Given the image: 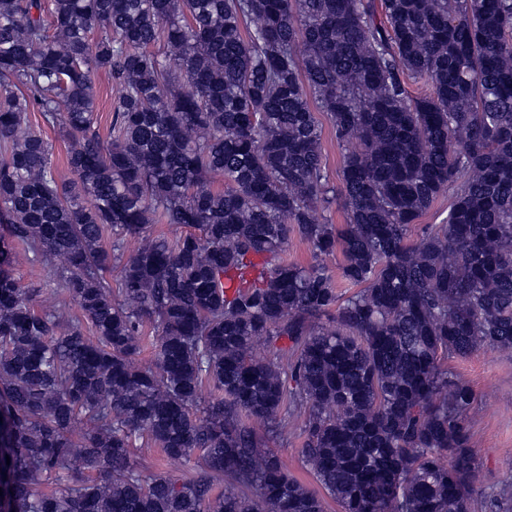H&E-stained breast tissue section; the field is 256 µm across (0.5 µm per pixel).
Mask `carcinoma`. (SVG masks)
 Masks as SVG:
<instances>
[{
	"label": "carcinoma",
	"instance_id": "1",
	"mask_svg": "<svg viewBox=\"0 0 512 512\" xmlns=\"http://www.w3.org/2000/svg\"><path fill=\"white\" fill-rule=\"evenodd\" d=\"M447 189L448 219L410 241ZM293 237L314 263L282 257ZM20 249L67 301L37 308ZM483 348L512 352V0H0L9 512H325L271 448L302 413L341 512H472L475 393L448 359ZM145 447L196 464L148 474ZM117 94L115 86L108 82L104 75H98L94 79V95L97 105V112L99 113V122L101 133L105 136L109 127V109L110 100L112 103ZM310 106L313 112H316V116L322 124V146L326 158V168L330 184L339 186L344 150L337 144L332 126L327 117L317 109L313 100L310 101ZM30 121L36 129L38 128L42 131L44 136L52 144V160L54 164H56L60 175L65 179L71 177L65 164L68 144L65 138L61 135L59 128L44 124L38 112L30 113Z\"/></svg>",
	"mask_w": 512,
	"mask_h": 512
}]
</instances>
